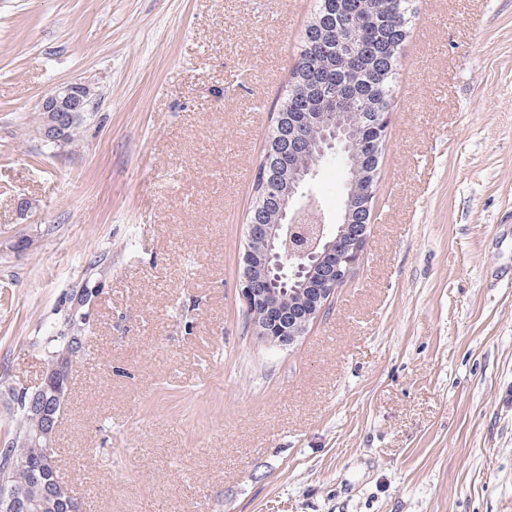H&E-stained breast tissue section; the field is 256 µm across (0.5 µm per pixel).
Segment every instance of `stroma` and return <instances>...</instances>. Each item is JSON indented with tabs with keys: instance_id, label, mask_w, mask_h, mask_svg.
Returning a JSON list of instances; mask_svg holds the SVG:
<instances>
[{
	"instance_id": "1",
	"label": "stroma",
	"mask_w": 512,
	"mask_h": 512,
	"mask_svg": "<svg viewBox=\"0 0 512 512\" xmlns=\"http://www.w3.org/2000/svg\"><path fill=\"white\" fill-rule=\"evenodd\" d=\"M413 7L379 218L281 351L238 270L313 0H0V426L90 282L53 445L83 512H512V0ZM310 191L340 218L339 165ZM96 91L85 81H70L56 85L39 101V112L43 116L40 135L46 142L65 143L63 133L74 114L84 115L94 107Z\"/></svg>"
}]
</instances>
